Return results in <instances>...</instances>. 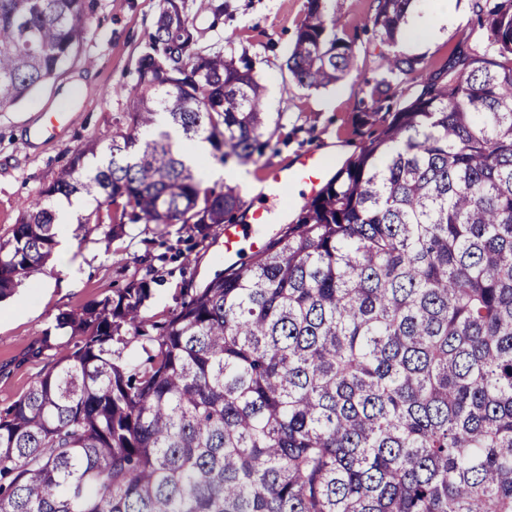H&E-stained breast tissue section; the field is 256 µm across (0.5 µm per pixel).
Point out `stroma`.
<instances>
[{"label":"stroma","mask_w":512,"mask_h":512,"mask_svg":"<svg viewBox=\"0 0 512 512\" xmlns=\"http://www.w3.org/2000/svg\"><path fill=\"white\" fill-rule=\"evenodd\" d=\"M231 11L217 30L196 14L194 0L186 12L196 15L204 44L247 53L267 85L263 110L275 127L273 148L248 162L228 159L244 170L249 182H261L285 164L321 150L339 168L368 133L356 122L354 106L367 80L380 73L378 49L365 26L374 0H332L340 22L353 41L355 68L325 89L298 86L285 67L308 0H230ZM448 22L439 24L433 0H422L418 17L431 36L401 38L397 48L442 65L465 34L477 32L475 0H447ZM161 0H93L78 53L59 75L34 90L16 107L0 112V238L10 235L39 190L52 182L74 150L116 131L128 110L127 91L137 69ZM124 91H117V84ZM189 229L171 226L166 246H156L154 225L134 224L126 235L104 244L103 230L93 224L72 225L67 235L68 260L52 254L34 280L18 285L0 301V410L21 398L34 382L76 343L55 327L60 313L77 311L141 277L143 257L153 254L158 281L152 287L149 314L163 316L175 306L181 288L201 287L224 267V229L216 227L196 245Z\"/></svg>","instance_id":"1"}]
</instances>
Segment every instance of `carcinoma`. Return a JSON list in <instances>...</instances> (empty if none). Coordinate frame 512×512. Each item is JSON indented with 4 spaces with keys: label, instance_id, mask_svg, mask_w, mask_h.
Wrapping results in <instances>:
<instances>
[{
    "label": "carcinoma",
    "instance_id": "1",
    "mask_svg": "<svg viewBox=\"0 0 512 512\" xmlns=\"http://www.w3.org/2000/svg\"><path fill=\"white\" fill-rule=\"evenodd\" d=\"M309 0L287 59L320 89L355 65ZM418 0H376L380 122L249 260L147 314L155 269L57 327L74 351L0 412V512H512V0L477 4L431 68L397 49ZM89 0H0V110L76 54ZM226 0H198L218 28ZM163 0L125 127L76 149L0 243V299L57 245L62 202L104 242L131 224L200 239L238 220L182 149L270 147L251 57L201 44ZM136 355H128L131 346Z\"/></svg>",
    "mask_w": 512,
    "mask_h": 512
}]
</instances>
